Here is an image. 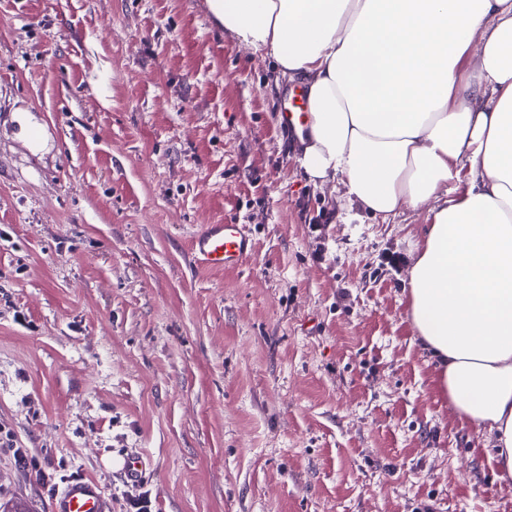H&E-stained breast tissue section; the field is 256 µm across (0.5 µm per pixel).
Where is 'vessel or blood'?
I'll return each instance as SVG.
<instances>
[{"label": "vessel or blood", "mask_w": 512, "mask_h": 512, "mask_svg": "<svg viewBox=\"0 0 512 512\" xmlns=\"http://www.w3.org/2000/svg\"><path fill=\"white\" fill-rule=\"evenodd\" d=\"M253 248L240 224L205 225L191 244L197 264L222 269L242 265ZM50 512H112V501L96 480H77L53 496Z\"/></svg>", "instance_id": "obj_1"}]
</instances>
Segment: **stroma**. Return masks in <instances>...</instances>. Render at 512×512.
<instances>
[{"instance_id": "stroma-1", "label": "stroma", "mask_w": 512, "mask_h": 512, "mask_svg": "<svg viewBox=\"0 0 512 512\" xmlns=\"http://www.w3.org/2000/svg\"><path fill=\"white\" fill-rule=\"evenodd\" d=\"M293 88L206 0H0V512L85 478L112 512H512L408 315L423 213L316 187ZM207 224L241 266L194 263ZM253 248V241L242 224H207L191 244L197 264L222 269L242 265Z\"/></svg>"}]
</instances>
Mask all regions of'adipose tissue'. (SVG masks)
Returning <instances> with one entry per match:
<instances>
[{
    "label": "adipose tissue",
    "instance_id": "obj_1",
    "mask_svg": "<svg viewBox=\"0 0 512 512\" xmlns=\"http://www.w3.org/2000/svg\"><path fill=\"white\" fill-rule=\"evenodd\" d=\"M207 2L303 87L311 180H340L385 223L427 206L408 314L458 420L512 478V0Z\"/></svg>",
    "mask_w": 512,
    "mask_h": 512
}]
</instances>
